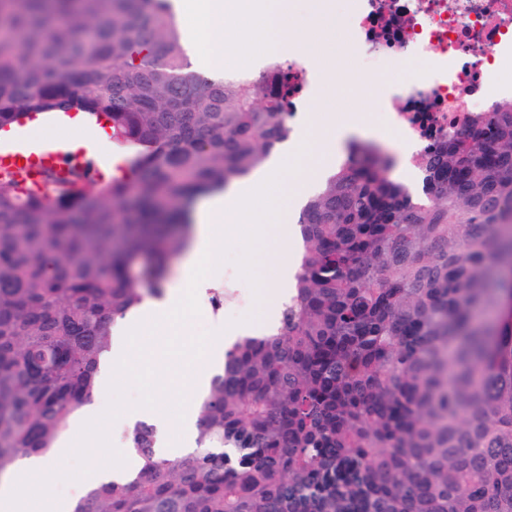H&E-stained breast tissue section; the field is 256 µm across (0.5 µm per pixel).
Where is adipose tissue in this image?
Instances as JSON below:
<instances>
[{
  "label": "adipose tissue",
  "mask_w": 512,
  "mask_h": 512,
  "mask_svg": "<svg viewBox=\"0 0 512 512\" xmlns=\"http://www.w3.org/2000/svg\"><path fill=\"white\" fill-rule=\"evenodd\" d=\"M300 0H177L178 20H195L197 25H209L214 38L210 52L204 53L196 45L188 47L191 67H211L223 71L232 55L235 41L224 33V20L229 16L253 20L264 39L268 54L295 52L301 58L321 57L317 42L300 40L292 19ZM363 119L350 117L344 125L335 121H320L304 138L292 141L274 153L264 168L251 176L233 182L227 190L205 197L195 214L190 247L183 257L182 276L194 280L201 265L210 259L225 237L234 233L237 219L245 214L259 213L257 241L270 237H287L288 199L305 194L320 184L329 174L327 157L336 153L352 135L366 132ZM52 145L73 155H87L100 167L116 170L121 159L115 155L112 140L106 130L91 122L84 113L41 116L29 121L22 136L7 132L0 142L12 148L21 142ZM295 161L293 179H285L283 169L288 161Z\"/></svg>",
  "instance_id": "adipose-tissue-1"
}]
</instances>
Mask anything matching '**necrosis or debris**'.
<instances>
[{
    "label": "necrosis or debris",
    "instance_id": "necrosis-or-debris-1",
    "mask_svg": "<svg viewBox=\"0 0 512 512\" xmlns=\"http://www.w3.org/2000/svg\"><path fill=\"white\" fill-rule=\"evenodd\" d=\"M346 54L390 78L388 131L416 157L462 129L477 107L512 98V0H344ZM291 132H302L326 79L351 78L345 66L289 62Z\"/></svg>",
    "mask_w": 512,
    "mask_h": 512
}]
</instances>
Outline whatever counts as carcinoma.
Returning <instances> with one entry per match:
<instances>
[{
    "label": "carcinoma",
    "instance_id": "1",
    "mask_svg": "<svg viewBox=\"0 0 512 512\" xmlns=\"http://www.w3.org/2000/svg\"><path fill=\"white\" fill-rule=\"evenodd\" d=\"M187 67L171 0H0V129L83 111L126 148L107 180L0 172V477L93 401L198 195L288 139V63ZM467 127L415 184L350 148L301 209L279 323L211 373L196 448L162 457L136 422L134 477L71 512H512V99Z\"/></svg>",
    "mask_w": 512,
    "mask_h": 512
}]
</instances>
